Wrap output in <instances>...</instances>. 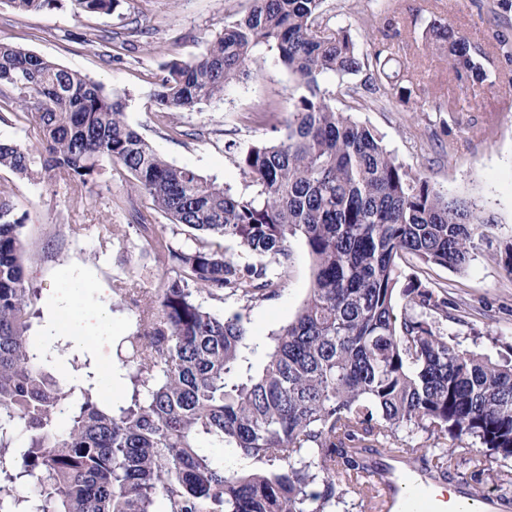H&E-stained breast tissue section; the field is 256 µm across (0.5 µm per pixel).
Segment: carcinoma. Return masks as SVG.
<instances>
[{"instance_id": "cac0c4a2", "label": "carcinoma", "mask_w": 512, "mask_h": 512, "mask_svg": "<svg viewBox=\"0 0 512 512\" xmlns=\"http://www.w3.org/2000/svg\"><path fill=\"white\" fill-rule=\"evenodd\" d=\"M8 2L33 13L61 0ZM69 2L76 14L108 13L114 0ZM323 3L250 0L202 54L166 63L154 93L166 127L181 135L174 113L222 97L256 46L276 48L305 93L279 143L239 153L258 186L252 195L166 161L127 122L125 97L0 42V108L24 114L41 134L35 147L0 141V168L31 182L55 173L77 187L106 163L126 172L134 227L170 273L161 288L116 289L138 309L116 349L130 403L104 408L89 389L76 396L28 347L25 217L0 189V512H154L158 501L163 512H335L372 453H400L444 479L453 456L477 444L512 457V360L434 329L428 315L448 318L459 307L418 279L404 290V313H394L406 257L463 272L497 221L407 168L352 120V106L331 103L322 79L357 72L364 56L344 28L324 24ZM427 33L458 81L491 79L481 44L440 19ZM395 77L392 90L410 102L413 82ZM160 215L202 236L186 245L159 235ZM296 236L313 261L312 287L253 375L242 316H219L204 299L276 296ZM223 241L235 242L240 258L226 256ZM18 431L27 443L17 448ZM418 431L429 447L401 436ZM210 448L262 467L230 471Z\"/></svg>"}]
</instances>
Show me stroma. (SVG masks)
<instances>
[{
  "mask_svg": "<svg viewBox=\"0 0 512 512\" xmlns=\"http://www.w3.org/2000/svg\"><path fill=\"white\" fill-rule=\"evenodd\" d=\"M247 0H116L111 12L73 14L69 6L20 14L0 0V40L49 58L80 72L126 98L128 122L167 161L195 169L205 179L250 195L256 190L238 165V153L251 144H275L283 138L294 101L304 92L300 81L276 61L273 50L258 46L257 64L247 77L233 81L222 98L177 113L179 133L156 118L155 76L171 59L186 60L205 51L247 8ZM331 28H348L361 51H382L391 68L416 73V102L405 104L384 94L372 63L344 77L328 76L321 87L336 94L337 108L351 100L361 124L373 128L399 161L421 172L441 189L482 200L498 225L491 244L474 252L469 268L457 274L414 259L402 265L401 284L411 277L447 288L469 307L462 321L433 316L434 327L462 347L497 359L512 355V274L500 260L512 243V0H325ZM449 21L478 39L494 61L492 82L460 87L444 59L425 47L423 23ZM118 36L123 48L112 60L102 58L96 35ZM347 96H339L340 88ZM274 112L256 121L252 112ZM126 173L105 169L82 189L73 203L63 180L33 183L0 171V187L10 192L15 210L24 215L21 236L29 260L26 285L33 293L31 350L44 353L46 369L63 388L80 391L94 361H117V342L135 328L129 307L116 296L100 297L83 280L101 279L110 287H161L166 266L129 226L125 211ZM126 234L113 239L112 227ZM293 254L288 277L279 294L261 302L235 298L207 300L219 315L242 314L256 351L254 371H261L273 338L291 321L306 300L312 262L301 239L290 242ZM72 295L83 311L108 306L114 332L87 348L65 339L47 340L44 308L50 289ZM452 466L476 496L512 497V460L478 449L453 457Z\"/></svg>",
  "mask_w": 512,
  "mask_h": 512,
  "instance_id": "1",
  "label": "stroma"
}]
</instances>
